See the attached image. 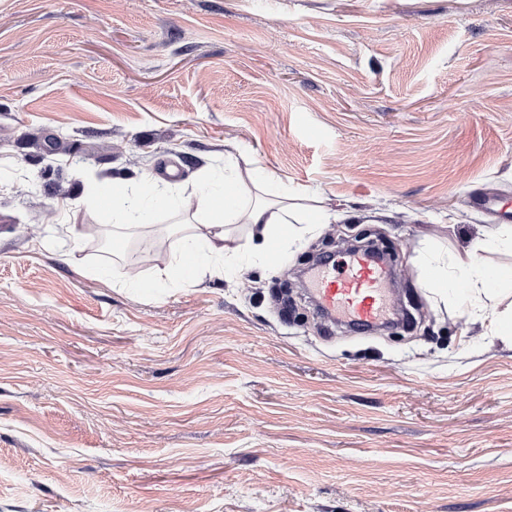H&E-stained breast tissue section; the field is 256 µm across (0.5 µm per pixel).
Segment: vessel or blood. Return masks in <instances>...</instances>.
<instances>
[{
	"label": "vessel or blood",
	"instance_id": "b4317fda",
	"mask_svg": "<svg viewBox=\"0 0 512 512\" xmlns=\"http://www.w3.org/2000/svg\"><path fill=\"white\" fill-rule=\"evenodd\" d=\"M472 207L494 215L498 222L512 221V211L502 206L499 195L482 193L470 197ZM385 269L372 254H352L347 269L340 275L317 279L314 290L317 303L327 318L341 315L354 327L364 328L379 320L388 305L382 286Z\"/></svg>",
	"mask_w": 512,
	"mask_h": 512
}]
</instances>
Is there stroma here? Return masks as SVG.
<instances>
[{
    "instance_id": "1",
    "label": "stroma",
    "mask_w": 512,
    "mask_h": 512,
    "mask_svg": "<svg viewBox=\"0 0 512 512\" xmlns=\"http://www.w3.org/2000/svg\"><path fill=\"white\" fill-rule=\"evenodd\" d=\"M228 154L351 220L121 288L181 236L102 252L87 182ZM493 190L512 0H0V512H512V346L421 265ZM377 243L410 323L324 321L310 268Z\"/></svg>"
}]
</instances>
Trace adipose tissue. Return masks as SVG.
<instances>
[{"mask_svg":"<svg viewBox=\"0 0 512 512\" xmlns=\"http://www.w3.org/2000/svg\"><path fill=\"white\" fill-rule=\"evenodd\" d=\"M236 168V160L228 158L223 174L203 172L198 207L202 220L184 235L181 253L156 272L153 287L177 285L189 273L218 278L236 274L246 269L253 257L303 237L318 225L343 218L336 210L300 204L298 193L272 171L255 168L250 183L245 184L236 179ZM88 200L110 214L119 227L128 229L150 226L158 210L177 212L183 206L175 188L151 179L132 188L119 181L95 182L89 187ZM240 222L252 227L251 244L245 248L232 244L233 226ZM487 247L486 241L477 239L449 259L427 261L428 288L437 293H461L478 303L494 299L498 288L491 285L490 268L479 258Z\"/></svg>","mask_w":512,"mask_h":512,"instance_id":"ef3b65f1","label":"adipose tissue"}]
</instances>
